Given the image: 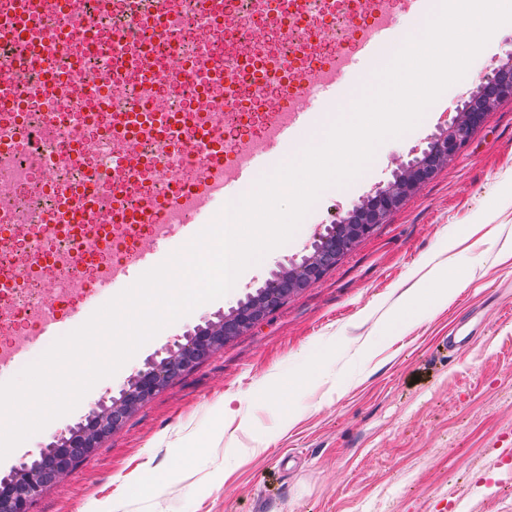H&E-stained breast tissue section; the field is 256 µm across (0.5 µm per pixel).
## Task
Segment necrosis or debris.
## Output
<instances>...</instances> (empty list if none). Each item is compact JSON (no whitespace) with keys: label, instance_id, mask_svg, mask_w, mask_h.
<instances>
[{"label":"necrosis or debris","instance_id":"4bbe7bcc","mask_svg":"<svg viewBox=\"0 0 512 512\" xmlns=\"http://www.w3.org/2000/svg\"><path fill=\"white\" fill-rule=\"evenodd\" d=\"M406 0H225L224 18L250 34L252 61L309 73L341 61L371 22L406 9ZM272 13L259 32L254 12ZM25 16L29 49L15 48L8 23ZM121 0H0V358L33 321L59 313L91 292L116 262L166 224H132L125 213L164 198L169 179L209 168L192 144L197 129L224 132L225 149L251 144L282 118L277 77L259 82L233 54H220L215 21L171 47L160 29L117 41L127 27ZM53 46L55 77L28 63L30 48ZM145 52L151 81L113 70L119 53ZM207 70L181 76L199 55ZM56 125V137L42 133ZM186 141L185 152L171 149ZM98 197L81 224L50 218L63 200Z\"/></svg>","mask_w":512,"mask_h":512}]
</instances>
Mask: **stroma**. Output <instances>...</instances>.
Wrapping results in <instances>:
<instances>
[{
	"label": "stroma",
	"instance_id": "obj_1",
	"mask_svg": "<svg viewBox=\"0 0 512 512\" xmlns=\"http://www.w3.org/2000/svg\"><path fill=\"white\" fill-rule=\"evenodd\" d=\"M479 87L467 75L445 90L447 111L382 143L355 180L324 190L292 239L248 269L238 288L143 345L98 383L89 405L1 460L0 476L110 404L164 345L301 263L319 235L446 132ZM448 261L465 271L449 306L381 340L404 290ZM460 328L477 334L448 353L442 341ZM318 353L321 383L287 402L272 396ZM185 446L196 452L184 462ZM504 448H512V99L316 285L172 380L32 512H512V491L498 486L512 468ZM141 463L165 473L164 485L102 500V487Z\"/></svg>",
	"mask_w": 512,
	"mask_h": 512
}]
</instances>
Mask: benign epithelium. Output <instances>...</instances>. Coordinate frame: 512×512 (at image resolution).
Returning a JSON list of instances; mask_svg holds the SVG:
<instances>
[{
    "label": "benign epithelium",
    "mask_w": 512,
    "mask_h": 512,
    "mask_svg": "<svg viewBox=\"0 0 512 512\" xmlns=\"http://www.w3.org/2000/svg\"><path fill=\"white\" fill-rule=\"evenodd\" d=\"M482 84L495 88L487 111L471 115L464 124L455 122L440 138V153L449 163L471 142L473 130L485 124L494 106L504 98H512V84L497 82L494 73L483 77ZM410 169L411 175L406 184L400 188L388 189L372 207L368 220L356 226L350 237L349 247H355L368 237L377 225L383 223L384 217L389 212L411 198L433 177V173L425 171L423 160L420 158L410 163ZM277 307L278 304L274 303L241 313V327L245 331L254 329L264 323ZM223 341L224 329L220 325H214L204 334L191 335L186 338V342H178L168 347L165 357L146 369L138 371L134 378V386L123 390L122 396L126 406L129 408L142 406L176 374L193 365L198 366L203 363ZM114 427L112 413L109 412L102 418L91 415L78 435L70 439L58 438L50 446L51 460L41 474L35 476L28 470L19 468L12 480L0 484V512H31L36 497L45 488L54 485L74 469L75 449H80L85 456L89 455L92 449L99 447V443L104 438L112 434Z\"/></svg>",
    "instance_id": "obj_1"
}]
</instances>
